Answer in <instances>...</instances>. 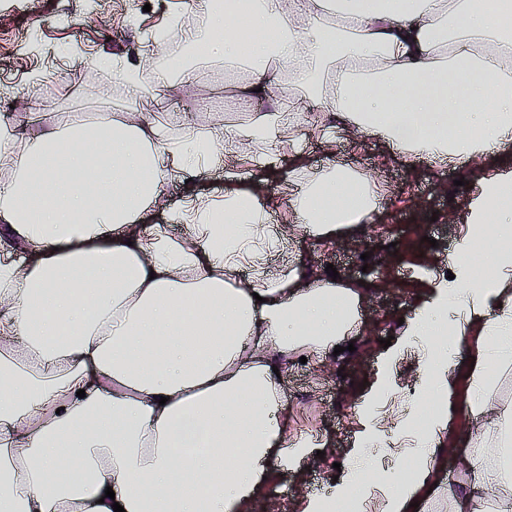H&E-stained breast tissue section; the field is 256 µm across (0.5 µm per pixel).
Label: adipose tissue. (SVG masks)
I'll list each match as a JSON object with an SVG mask.
<instances>
[{
  "label": "adipose tissue",
  "instance_id": "obj_1",
  "mask_svg": "<svg viewBox=\"0 0 512 512\" xmlns=\"http://www.w3.org/2000/svg\"><path fill=\"white\" fill-rule=\"evenodd\" d=\"M196 43L245 69L240 96L287 91L288 109L180 136L145 112L71 114L42 131L0 132V512H251L268 469L319 449L296 428L284 377L306 359L320 370L359 334L365 284L333 279L289 225L322 250L378 223L384 185L334 160L298 153L300 134L337 133L381 145L404 167L481 161L486 173L459 200L454 249L401 340L436 338L420 379L387 424L415 418L417 466L399 470L379 512H433L447 490L433 461L448 435L459 372L475 381L512 358V0H195ZM161 21L133 56H96L107 78L140 97L191 73L150 70L164 48ZM316 101L315 111L296 107ZM287 164L276 196L244 183L242 168ZM223 169L224 185L211 182ZM187 184L179 204L174 181ZM288 211L273 225L271 203ZM173 224L184 232L170 233ZM482 336L487 355L463 346ZM385 390L370 383L348 467L329 497L367 492L365 449ZM489 479L469 455L475 492L512 487V440ZM114 498H106V489Z\"/></svg>",
  "mask_w": 512,
  "mask_h": 512
}]
</instances>
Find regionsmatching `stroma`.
Listing matches in <instances>:
<instances>
[{
  "instance_id": "stroma-1",
  "label": "stroma",
  "mask_w": 512,
  "mask_h": 512,
  "mask_svg": "<svg viewBox=\"0 0 512 512\" xmlns=\"http://www.w3.org/2000/svg\"><path fill=\"white\" fill-rule=\"evenodd\" d=\"M172 7L188 19L190 31L201 26L191 0H0V126L19 125L32 115L57 123L66 113L83 109L119 113L136 102L147 112L166 107V126L180 131L223 122L229 109L271 111L275 98L245 104L197 80L191 95L174 85L139 102L128 88L91 66V58L100 54L127 55ZM131 14L138 26L126 24ZM301 148L312 162L322 164L336 155L379 176L388 187L382 203L388 223L365 225L355 241L339 243L334 253L311 252L312 261L333 265L343 280L366 283L374 279L373 267L386 259L390 284L371 289L364 301L365 330L355 337L354 351L337 355L318 377L301 364L288 368L295 422L316 431L327 448L324 457L308 458L295 470L270 472L259 502L263 510L272 504L292 508L306 495L326 493L337 465L349 464L355 411L367 390L366 380L381 379L391 396L405 395L417 383L418 348L405 349L393 364L384 357L382 341L397 335L399 319L412 316L427 296L441 259L457 237L458 227L448 223V212L481 174L471 163L443 171H410L384 162L375 143L360 148L348 135L339 136L329 150L308 133ZM485 399L486 411L478 420L465 410L466 391L454 395L448 406L454 447L437 453L435 469L441 483L460 493L469 477L464 449H483L485 467L494 468L500 435L512 428V362L500 365L488 379Z\"/></svg>"
}]
</instances>
